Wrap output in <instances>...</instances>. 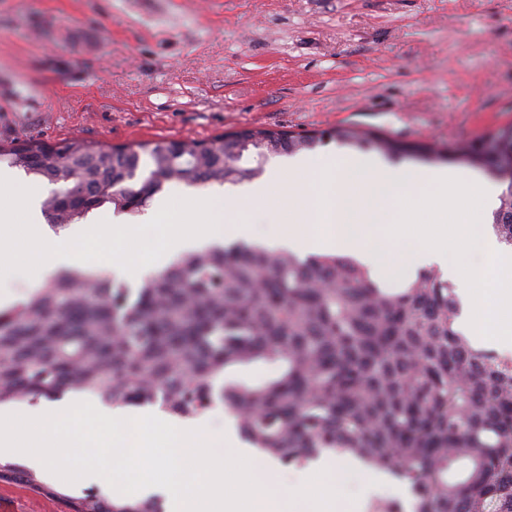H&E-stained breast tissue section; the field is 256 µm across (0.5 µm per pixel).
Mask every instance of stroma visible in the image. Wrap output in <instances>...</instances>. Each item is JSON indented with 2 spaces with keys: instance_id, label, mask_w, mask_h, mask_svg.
<instances>
[{
  "instance_id": "stroma-1",
  "label": "stroma",
  "mask_w": 512,
  "mask_h": 512,
  "mask_svg": "<svg viewBox=\"0 0 512 512\" xmlns=\"http://www.w3.org/2000/svg\"><path fill=\"white\" fill-rule=\"evenodd\" d=\"M512 124V0H0V143L351 128L405 145ZM347 512L415 502L336 458ZM0 512H61L0 482Z\"/></svg>"
}]
</instances>
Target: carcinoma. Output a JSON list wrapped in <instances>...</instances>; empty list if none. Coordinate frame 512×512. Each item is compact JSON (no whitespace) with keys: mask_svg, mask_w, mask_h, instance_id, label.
<instances>
[{"mask_svg":"<svg viewBox=\"0 0 512 512\" xmlns=\"http://www.w3.org/2000/svg\"><path fill=\"white\" fill-rule=\"evenodd\" d=\"M336 139L405 152L347 129ZM492 140L494 158L512 166V137ZM320 142L258 129L119 148L10 143L0 163L55 186L43 211L57 231L109 207L137 216L168 183L254 178L269 157ZM412 154L476 167L489 157L476 141ZM499 201L490 227L512 246V182ZM459 316L439 271L388 288L339 253L301 258L231 243L177 258L136 291L103 269L75 268L0 309V404L74 391L190 418L218 399L264 457L304 465L331 450L406 481L414 512H512V357L474 345ZM259 363L274 375L215 387ZM0 481L57 496L71 512H165L156 497L66 495L10 463Z\"/></svg>","mask_w":512,"mask_h":512,"instance_id":"carcinoma-1","label":"carcinoma"}]
</instances>
